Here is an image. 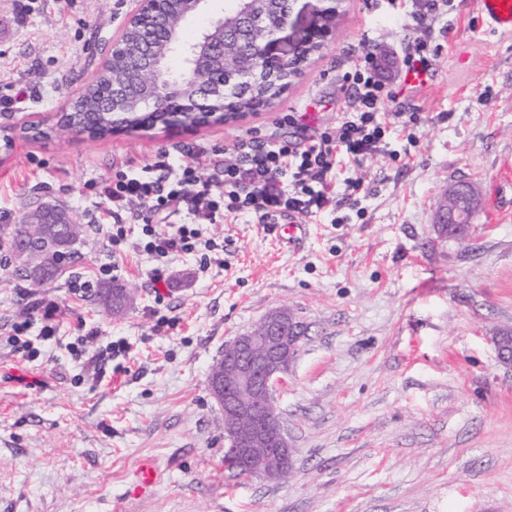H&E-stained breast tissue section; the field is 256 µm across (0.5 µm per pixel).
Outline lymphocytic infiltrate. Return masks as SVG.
Instances as JSON below:
<instances>
[{
	"mask_svg": "<svg viewBox=\"0 0 512 512\" xmlns=\"http://www.w3.org/2000/svg\"><path fill=\"white\" fill-rule=\"evenodd\" d=\"M350 99L357 112L324 128L304 150L288 142L258 138L242 141L236 155L215 162L211 178H203L201 163L184 152L161 153L152 167L126 172L107 183L104 196L113 206L138 202L142 211L141 250L156 259L195 251L198 230L184 226L169 231L173 207H182L197 220L214 221L225 212L250 215L258 223L273 216L298 213L317 216L335 211L341 201L359 194L361 179L344 178L341 196L331 184L341 161L359 165L382 152V127L404 128L416 123L414 113L402 111L398 95L380 73L374 45H364L352 76Z\"/></svg>",
	"mask_w": 512,
	"mask_h": 512,
	"instance_id": "f902f5d3",
	"label": "lymphocytic infiltrate"
}]
</instances>
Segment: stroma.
<instances>
[{
    "label": "stroma",
    "mask_w": 512,
    "mask_h": 512,
    "mask_svg": "<svg viewBox=\"0 0 512 512\" xmlns=\"http://www.w3.org/2000/svg\"><path fill=\"white\" fill-rule=\"evenodd\" d=\"M426 4L342 0L302 75L235 121L35 139L27 124L56 126L135 0H0L14 30L0 42V97L25 92L0 110V139L13 141L0 158V512H512V369L494 339L512 330V222L488 223L480 208L467 240L434 227L449 184L487 193L512 158V34L478 27L476 0H455L430 30L411 31L433 76L407 84L397 16ZM367 39L417 122L386 128L383 152L348 171L365 191L307 219L303 247L231 214L200 227L217 249L159 261L136 247L134 203L112 243L103 181L178 146L205 163L249 137L308 146L341 117L344 75ZM38 200L75 215L81 258L21 288L7 274L11 229ZM113 281L133 290L118 314L93 295ZM37 302L58 303L57 331L25 361L6 336ZM278 308L307 327L277 393L293 446L284 483L227 469L209 390L225 344ZM119 338L129 355L98 367ZM147 459L163 479L142 493L134 472Z\"/></svg>",
    "instance_id": "stroma-1"
}]
</instances>
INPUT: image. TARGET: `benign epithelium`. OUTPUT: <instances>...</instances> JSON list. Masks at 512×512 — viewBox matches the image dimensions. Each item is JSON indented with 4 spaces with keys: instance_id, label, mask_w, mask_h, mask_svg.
<instances>
[{
    "instance_id": "1",
    "label": "benign epithelium",
    "mask_w": 512,
    "mask_h": 512,
    "mask_svg": "<svg viewBox=\"0 0 512 512\" xmlns=\"http://www.w3.org/2000/svg\"><path fill=\"white\" fill-rule=\"evenodd\" d=\"M169 0H136L122 27L112 38V46L103 59L107 64L122 50L127 28L150 22L172 38L174 28L167 12ZM230 16L214 12L211 0H189V12L210 15L209 26L189 42L177 47L189 60V68L177 76L164 77L165 58L156 47L146 52V62L137 71L130 87H106L101 105L113 114L112 131H137L143 128L197 126L237 118L228 111L224 99V81L238 75L237 60L244 47H254L260 59L276 67L315 42L326 43L333 31L324 26V18L338 12L340 0H318L313 6V24L288 47L280 37L287 29L297 0H290L286 15L253 18L248 0ZM135 102L138 121L132 122L123 108ZM478 194L470 182L448 190L442 203L436 231L445 237L443 225L456 224L464 232L472 223ZM49 242L35 248L17 249L20 265L27 266L37 254L54 252ZM304 339L303 326L286 309L268 312L250 330L224 347L223 371L209 379L214 399L224 412V441L247 479L285 482L293 472V454L276 407L275 394L285 384L286 376Z\"/></svg>"
}]
</instances>
